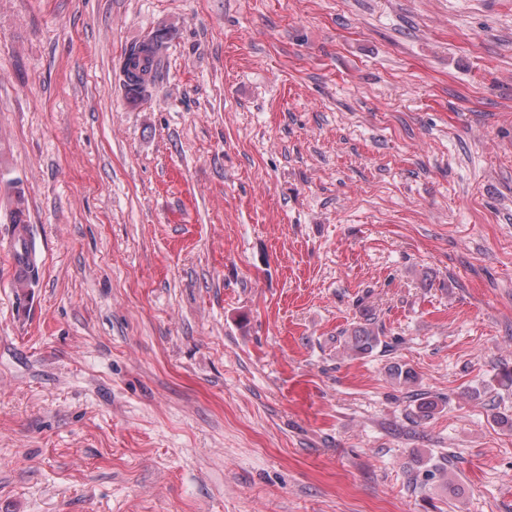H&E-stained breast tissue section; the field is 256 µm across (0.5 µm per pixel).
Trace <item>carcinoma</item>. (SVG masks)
Segmentation results:
<instances>
[{
  "instance_id": "obj_1",
  "label": "carcinoma",
  "mask_w": 512,
  "mask_h": 512,
  "mask_svg": "<svg viewBox=\"0 0 512 512\" xmlns=\"http://www.w3.org/2000/svg\"><path fill=\"white\" fill-rule=\"evenodd\" d=\"M168 39L169 31L158 30L131 46L125 53L128 70L123 73V86L129 98L144 96L156 86ZM11 205V223H26L25 198L21 192H15ZM342 342L344 349L352 355L367 357L380 346L382 340L374 319L367 315L362 322L343 332Z\"/></svg>"
}]
</instances>
